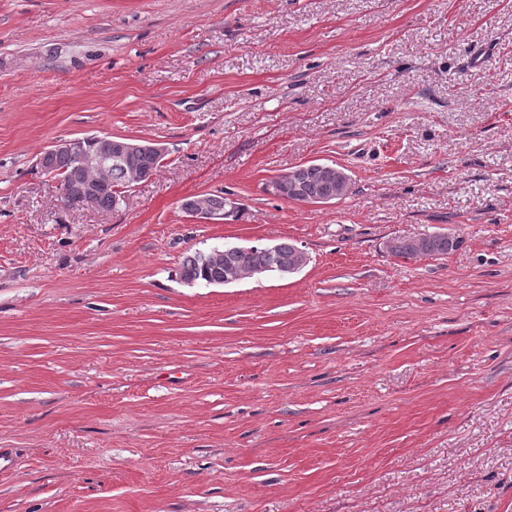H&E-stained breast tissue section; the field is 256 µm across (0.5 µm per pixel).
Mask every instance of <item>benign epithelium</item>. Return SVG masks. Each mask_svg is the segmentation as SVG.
Here are the masks:
<instances>
[{
    "label": "benign epithelium",
    "instance_id": "7a95c632",
    "mask_svg": "<svg viewBox=\"0 0 512 512\" xmlns=\"http://www.w3.org/2000/svg\"><path fill=\"white\" fill-rule=\"evenodd\" d=\"M137 151L150 153L160 160L166 153V149L155 142L135 143L119 136L92 135L53 143L40 155L38 166L46 172L49 170L48 163L52 157L58 154H70L76 157L81 167L95 171L96 176L90 182L66 187L65 194L71 196L77 194L90 202L97 195L98 190L108 184L112 165L124 160L127 154ZM315 167L323 172L328 181L336 183L337 192L341 193L349 187L350 177L343 169L328 163H317ZM303 169L304 166L300 165L279 175L274 182L266 185V191L277 198L288 197L292 200L297 198ZM180 208L185 214L200 223L213 224L216 222V214L204 197L196 194L185 196L180 200ZM264 252L267 255V262L264 265L246 272L229 268L224 273V283H236L277 268L274 262L275 246L267 245Z\"/></svg>",
    "mask_w": 512,
    "mask_h": 512
}]
</instances>
